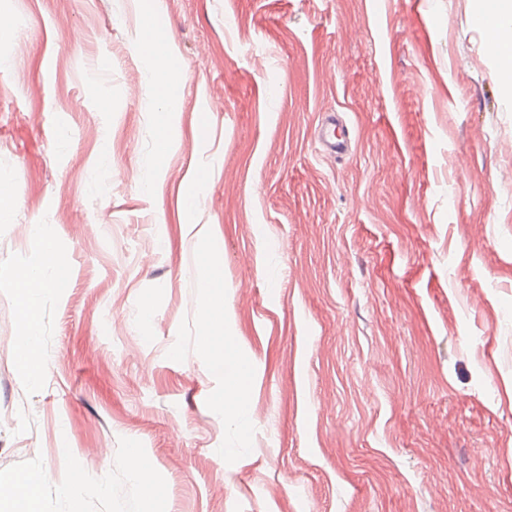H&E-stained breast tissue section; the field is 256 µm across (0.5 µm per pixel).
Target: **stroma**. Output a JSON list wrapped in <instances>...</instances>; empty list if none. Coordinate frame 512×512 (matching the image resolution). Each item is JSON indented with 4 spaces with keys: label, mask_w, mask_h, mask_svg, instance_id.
Returning a JSON list of instances; mask_svg holds the SVG:
<instances>
[{
    "label": "stroma",
    "mask_w": 512,
    "mask_h": 512,
    "mask_svg": "<svg viewBox=\"0 0 512 512\" xmlns=\"http://www.w3.org/2000/svg\"><path fill=\"white\" fill-rule=\"evenodd\" d=\"M0 183V483L43 472L41 512H512V83L475 0H0ZM190 223L220 240L244 441ZM37 226L67 285L33 385L9 274ZM141 33L137 51L149 63V72L158 82L161 95L166 102L176 100L182 90V76L174 67L171 54L158 33L155 15L145 10L140 23ZM340 128L342 129L343 125L336 116H330L321 128L319 142L323 151L329 156L341 157L347 152V140L343 130L338 133ZM208 331L211 333L212 339L207 342L208 349L218 350L221 355L212 358V364L216 368H223L228 365L232 368L225 377V383L228 384V391L225 390V395H219L218 400L223 404L224 409L231 411L238 420L239 435L242 440H246L250 433L252 422L248 417L247 404L245 399L246 381L248 377V366L246 362L241 359L233 345L227 340L224 341V303L219 302L213 304L206 314ZM219 338L222 343L219 348L213 345L216 339Z\"/></svg>",
    "instance_id": "1"
}]
</instances>
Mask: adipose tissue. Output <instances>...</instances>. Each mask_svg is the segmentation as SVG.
<instances>
[{
  "label": "adipose tissue",
  "mask_w": 512,
  "mask_h": 512,
  "mask_svg": "<svg viewBox=\"0 0 512 512\" xmlns=\"http://www.w3.org/2000/svg\"><path fill=\"white\" fill-rule=\"evenodd\" d=\"M479 20L483 24L490 44L499 56L508 77L512 78V0H478ZM141 33L137 51L149 63V72L158 82L165 101L176 100L182 90V76L173 65L171 54L160 36L152 10H145L140 23ZM52 243H45L40 263L17 268L12 273V286L16 292L21 320V334L16 341L20 361L28 382L41 381L46 363L41 354L40 303L44 297L57 294L63 286L64 272L52 257ZM208 330L212 338L221 342L220 354L213 358L214 367H228L225 377L228 390L224 395L225 409L238 421L240 437H248L252 422L248 416L245 399L248 366L233 345L225 342L224 305L213 304L206 314ZM45 483L39 471H28L17 476L13 483L0 488V498L15 505V512H38V501Z\"/></svg>",
  "instance_id": "ef3b65f1"
}]
</instances>
